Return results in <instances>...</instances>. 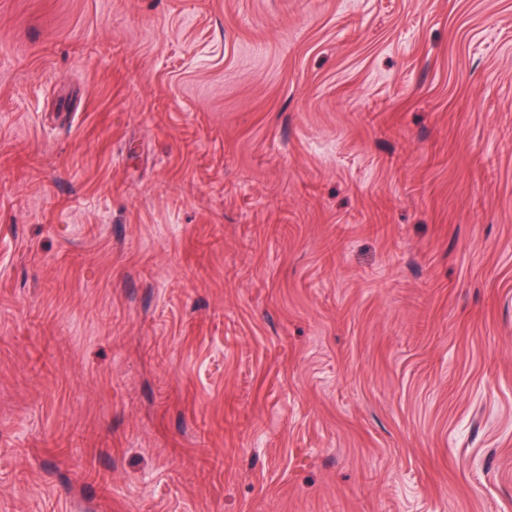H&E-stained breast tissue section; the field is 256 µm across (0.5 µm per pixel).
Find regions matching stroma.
<instances>
[{
    "label": "stroma",
    "mask_w": 512,
    "mask_h": 512,
    "mask_svg": "<svg viewBox=\"0 0 512 512\" xmlns=\"http://www.w3.org/2000/svg\"><path fill=\"white\" fill-rule=\"evenodd\" d=\"M0 512H512V0H0Z\"/></svg>",
    "instance_id": "obj_1"
}]
</instances>
